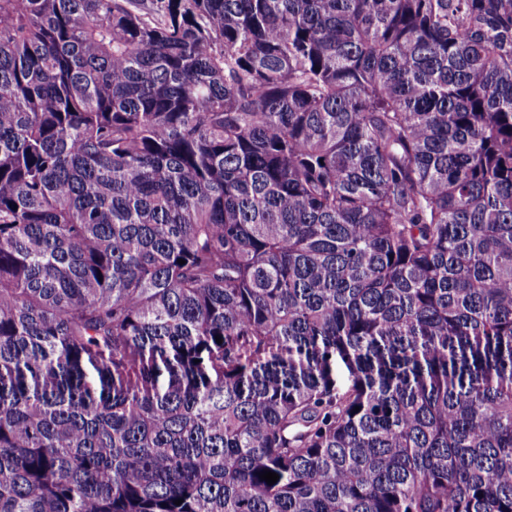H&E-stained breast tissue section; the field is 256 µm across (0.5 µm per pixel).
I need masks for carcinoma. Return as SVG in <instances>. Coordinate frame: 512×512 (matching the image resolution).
Returning <instances> with one entry per match:
<instances>
[{
	"instance_id": "1",
	"label": "carcinoma",
	"mask_w": 512,
	"mask_h": 512,
	"mask_svg": "<svg viewBox=\"0 0 512 512\" xmlns=\"http://www.w3.org/2000/svg\"><path fill=\"white\" fill-rule=\"evenodd\" d=\"M129 2L0 0V512H512V0Z\"/></svg>"
}]
</instances>
